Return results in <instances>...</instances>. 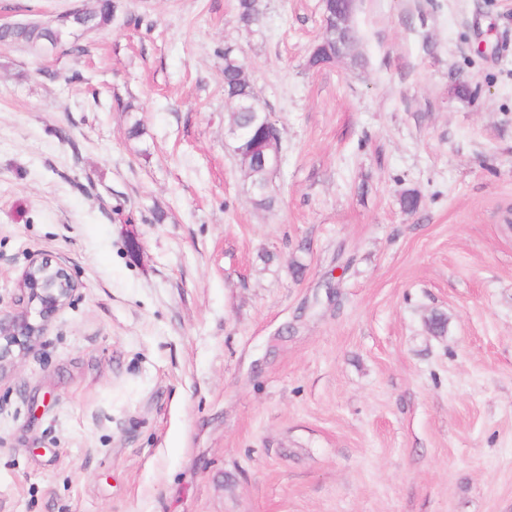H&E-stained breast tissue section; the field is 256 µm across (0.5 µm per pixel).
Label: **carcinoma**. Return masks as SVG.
Masks as SVG:
<instances>
[{
	"instance_id": "carcinoma-1",
	"label": "carcinoma",
	"mask_w": 512,
	"mask_h": 512,
	"mask_svg": "<svg viewBox=\"0 0 512 512\" xmlns=\"http://www.w3.org/2000/svg\"><path fill=\"white\" fill-rule=\"evenodd\" d=\"M117 5L115 0H95V5L76 7L54 16L52 22H27L0 26V45L21 44L28 51L40 55L56 41H61L78 31L95 32L111 25ZM236 9L239 20L248 24L263 12L262 0H237ZM315 51L308 57L311 67H318L336 61V39L321 33ZM224 96L232 106L230 124L241 135L238 148L245 152L263 138L264 127L259 122V113L264 108L259 103L250 82L245 78L243 67L232 57H224ZM250 174L253 204L262 209L273 207L274 198L269 195V168L258 163L245 162Z\"/></svg>"
}]
</instances>
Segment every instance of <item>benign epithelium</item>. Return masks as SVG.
<instances>
[{
    "mask_svg": "<svg viewBox=\"0 0 512 512\" xmlns=\"http://www.w3.org/2000/svg\"><path fill=\"white\" fill-rule=\"evenodd\" d=\"M264 128L268 131L269 142L260 159L276 168L280 164V131L269 113L266 114ZM21 288L28 293L30 302L40 306L39 314L46 321L68 304L78 284L65 266L41 257L32 259L23 271ZM42 330L43 325L30 322L25 313L17 314L8 321L0 319V370L15 364L16 350L24 349Z\"/></svg>",
    "mask_w": 512,
    "mask_h": 512,
    "instance_id": "obj_1",
    "label": "benign epithelium"
}]
</instances>
